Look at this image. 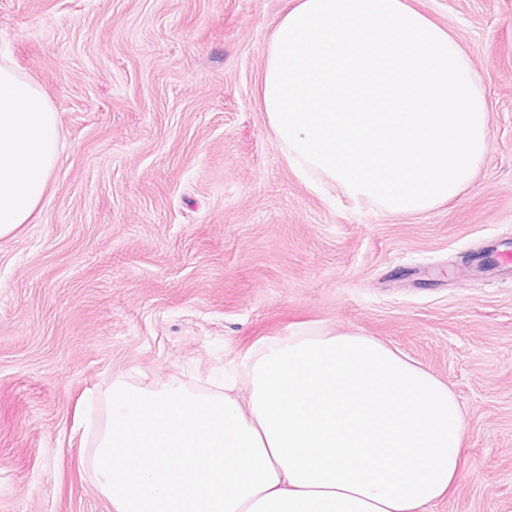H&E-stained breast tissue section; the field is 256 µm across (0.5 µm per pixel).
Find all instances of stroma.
Returning a JSON list of instances; mask_svg holds the SVG:
<instances>
[{"label": "stroma", "mask_w": 512, "mask_h": 512, "mask_svg": "<svg viewBox=\"0 0 512 512\" xmlns=\"http://www.w3.org/2000/svg\"><path fill=\"white\" fill-rule=\"evenodd\" d=\"M292 0H0V52L49 93L59 159L0 238V512H109L91 460L116 380L246 397L260 344L358 331L418 361L467 418L431 512H512V0H409L481 76L489 148L415 215L311 187L257 97Z\"/></svg>", "instance_id": "35a3bbf8"}]
</instances>
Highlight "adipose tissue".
Masks as SVG:
<instances>
[{
  "label": "adipose tissue",
  "instance_id": "1",
  "mask_svg": "<svg viewBox=\"0 0 512 512\" xmlns=\"http://www.w3.org/2000/svg\"><path fill=\"white\" fill-rule=\"evenodd\" d=\"M59 153L42 85L0 56V238ZM248 397L113 382L93 453L110 512H428L460 476L448 385L383 342L302 328L258 349Z\"/></svg>",
  "mask_w": 512,
  "mask_h": 512
}]
</instances>
